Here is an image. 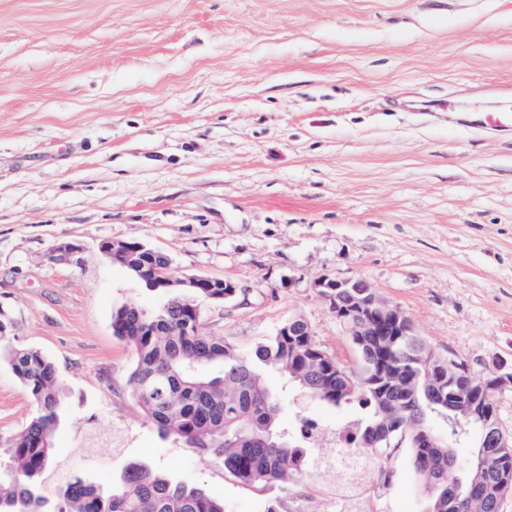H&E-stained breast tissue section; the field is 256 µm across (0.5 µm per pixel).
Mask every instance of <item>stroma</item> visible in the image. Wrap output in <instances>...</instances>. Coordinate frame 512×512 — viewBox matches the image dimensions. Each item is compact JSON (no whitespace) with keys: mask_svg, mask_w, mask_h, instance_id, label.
<instances>
[{"mask_svg":"<svg viewBox=\"0 0 512 512\" xmlns=\"http://www.w3.org/2000/svg\"><path fill=\"white\" fill-rule=\"evenodd\" d=\"M506 103L512 0H0V446L35 413L7 361L31 348L57 371L66 473L106 487L140 461L225 512H348L321 478L246 484L162 437L112 315L168 296L98 245L235 282L199 330L242 350L301 318L358 370L315 283L361 278L471 376L512 370V131L472 122ZM266 381L289 429L355 432L357 405ZM409 454L370 459L376 512H425Z\"/></svg>","mask_w":512,"mask_h":512,"instance_id":"35a3bbf8","label":"stroma"}]
</instances>
